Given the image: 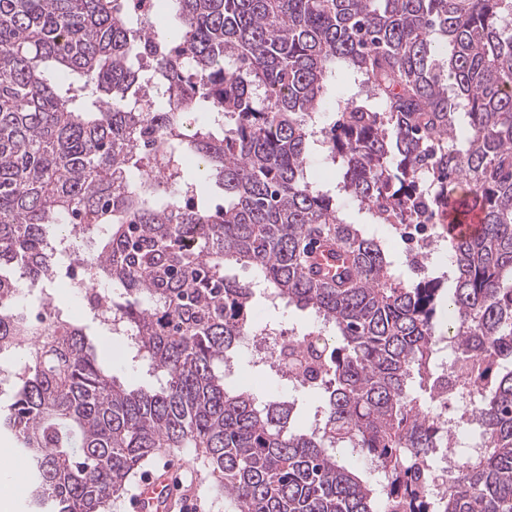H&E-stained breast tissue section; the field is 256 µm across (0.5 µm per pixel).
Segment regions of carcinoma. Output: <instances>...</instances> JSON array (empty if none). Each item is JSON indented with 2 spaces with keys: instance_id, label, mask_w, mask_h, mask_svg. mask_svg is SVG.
<instances>
[{
  "instance_id": "1",
  "label": "carcinoma",
  "mask_w": 512,
  "mask_h": 512,
  "mask_svg": "<svg viewBox=\"0 0 512 512\" xmlns=\"http://www.w3.org/2000/svg\"><path fill=\"white\" fill-rule=\"evenodd\" d=\"M160 4L168 32L125 0H0V352L18 381L0 435L29 456L32 512H108L139 467L185 448L228 512H512V0ZM338 74L353 85L318 129ZM318 135L338 190L377 224L481 212L478 235L444 238L450 276L395 281L384 243L309 178ZM212 183L224 204L210 209L198 198ZM67 222L95 243L96 279L153 383L109 374L59 308L38 325L3 311L17 270L53 279L48 227ZM319 242L339 262L320 279L305 271ZM231 261L332 331L291 351L322 371L288 380L315 399L308 425L296 399L226 381L261 328ZM446 334L481 392V447L460 449L451 481L447 431L416 390L444 388Z\"/></svg>"
}]
</instances>
